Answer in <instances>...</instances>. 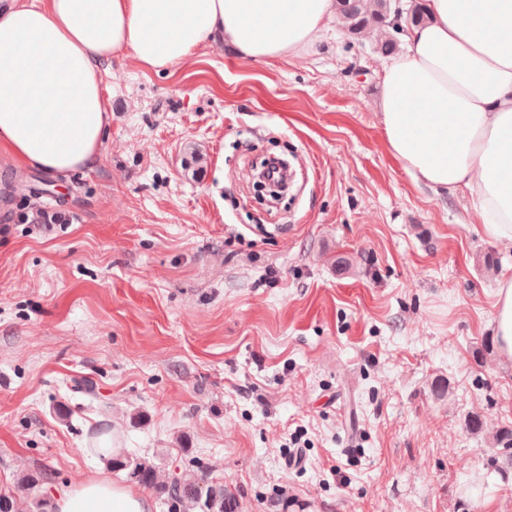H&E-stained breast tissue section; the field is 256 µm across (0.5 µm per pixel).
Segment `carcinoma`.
<instances>
[{"mask_svg": "<svg viewBox=\"0 0 512 512\" xmlns=\"http://www.w3.org/2000/svg\"><path fill=\"white\" fill-rule=\"evenodd\" d=\"M337 11L344 29L350 35L375 27L381 31L392 28L396 16L393 0H336ZM91 454L108 459L113 468L128 471V477L146 486H154L164 494L175 491L179 496V512H234L230 499L224 496V488L208 485L203 487L198 479L185 472L171 481L156 482L155 466L137 461L129 455L112 454L111 449L93 445Z\"/></svg>", "mask_w": 512, "mask_h": 512, "instance_id": "obj_1", "label": "carcinoma"}]
</instances>
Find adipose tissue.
<instances>
[{
  "label": "adipose tissue",
  "instance_id": "adipose-tissue-1",
  "mask_svg": "<svg viewBox=\"0 0 512 512\" xmlns=\"http://www.w3.org/2000/svg\"><path fill=\"white\" fill-rule=\"evenodd\" d=\"M335 0H13L0 9V152L47 173L100 157L101 69L126 54L160 70L219 41L244 59L293 56ZM426 22L381 77L390 154L436 190L466 189L482 232L512 243V0H427ZM54 512H150L104 478L55 488Z\"/></svg>",
  "mask_w": 512,
  "mask_h": 512
}]
</instances>
